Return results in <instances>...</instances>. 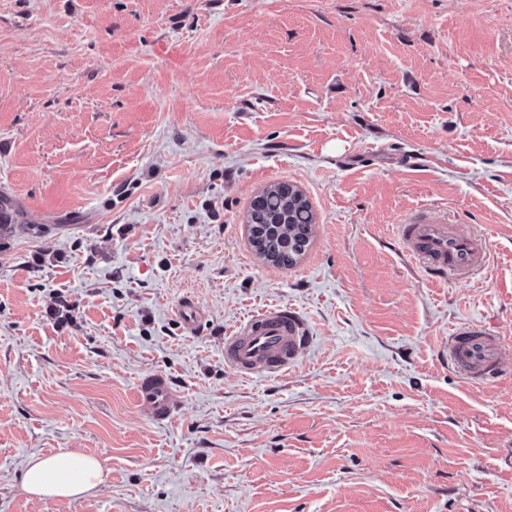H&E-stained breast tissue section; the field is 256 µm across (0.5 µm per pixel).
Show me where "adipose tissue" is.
<instances>
[{"mask_svg":"<svg viewBox=\"0 0 512 512\" xmlns=\"http://www.w3.org/2000/svg\"><path fill=\"white\" fill-rule=\"evenodd\" d=\"M108 476V469L97 458L62 451L30 458L21 474V489L38 499H72L94 494Z\"/></svg>","mask_w":512,"mask_h":512,"instance_id":"obj_1","label":"adipose tissue"}]
</instances>
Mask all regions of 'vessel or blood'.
I'll list each match as a JSON object with an SVG mask.
<instances>
[{"instance_id":"1","label":"vessel or blood","mask_w":512,"mask_h":512,"mask_svg":"<svg viewBox=\"0 0 512 512\" xmlns=\"http://www.w3.org/2000/svg\"><path fill=\"white\" fill-rule=\"evenodd\" d=\"M397 237L410 260L431 281L466 279L491 262L488 239L471 225L460 223L438 209H420L397 226ZM178 317L194 332L202 310L194 299L178 304ZM311 338L303 317L292 307L274 304L240 321L224 336V364L240 378L280 377L295 367ZM506 342L480 321H468L443 338L440 352L454 372L473 385H489L505 376ZM136 400L152 419L172 422L176 406L169 378L159 372L137 382Z\"/></svg>"}]
</instances>
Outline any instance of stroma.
Returning a JSON list of instances; mask_svg holds the SVG:
<instances>
[{"mask_svg": "<svg viewBox=\"0 0 512 512\" xmlns=\"http://www.w3.org/2000/svg\"><path fill=\"white\" fill-rule=\"evenodd\" d=\"M277 181L316 214L288 267L246 224ZM422 206L489 267L432 287L396 237ZM0 213V512H512V381L438 350L469 319L512 340V0H0ZM274 303L312 341L239 378L224 335ZM62 450L106 485L29 498ZM58 299L57 304L47 311L48 316L54 320L57 327L73 324L76 320V311L79 310L78 304L70 303L62 297ZM202 314L201 308L193 298H184L178 303V317L187 332L194 333ZM136 400L157 423H170L176 418L171 382L162 373H147L138 380Z\"/></svg>", "mask_w": 512, "mask_h": 512, "instance_id": "obj_1", "label": "stroma"}]
</instances>
